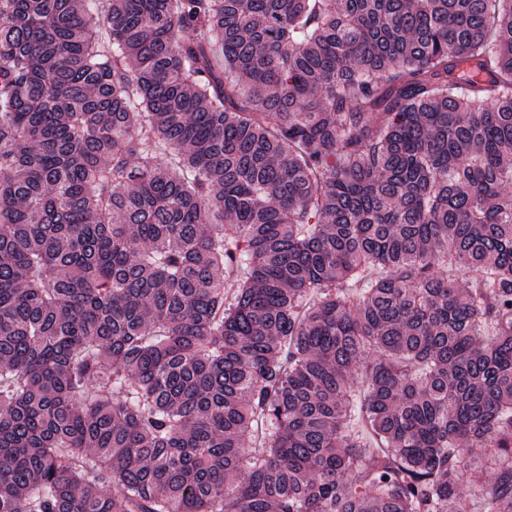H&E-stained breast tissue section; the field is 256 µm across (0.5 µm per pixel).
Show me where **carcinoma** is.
Wrapping results in <instances>:
<instances>
[{
	"label": "carcinoma",
	"instance_id": "carcinoma-1",
	"mask_svg": "<svg viewBox=\"0 0 512 512\" xmlns=\"http://www.w3.org/2000/svg\"><path fill=\"white\" fill-rule=\"evenodd\" d=\"M86 2L0 0V512H512V0Z\"/></svg>",
	"mask_w": 512,
	"mask_h": 512
}]
</instances>
